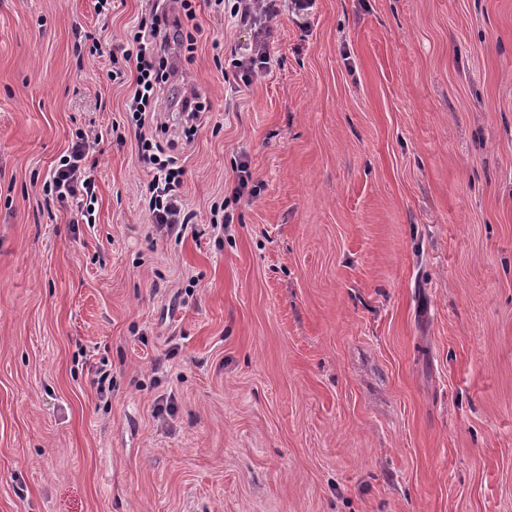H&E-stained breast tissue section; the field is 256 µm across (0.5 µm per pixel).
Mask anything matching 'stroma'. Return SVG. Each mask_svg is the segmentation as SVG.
Listing matches in <instances>:
<instances>
[{
	"instance_id": "obj_1",
	"label": "stroma",
	"mask_w": 512,
	"mask_h": 512,
	"mask_svg": "<svg viewBox=\"0 0 512 512\" xmlns=\"http://www.w3.org/2000/svg\"><path fill=\"white\" fill-rule=\"evenodd\" d=\"M144 7L0 0V512H512V0H316L230 111L192 0L179 241L90 51ZM82 130L92 224L43 192ZM181 100L182 112H185L184 135L187 141H191V136L198 130L202 124V117L205 107L200 102L199 94L194 90H190Z\"/></svg>"
}]
</instances>
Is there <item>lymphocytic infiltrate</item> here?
I'll return each mask as SVG.
<instances>
[{
  "mask_svg": "<svg viewBox=\"0 0 512 512\" xmlns=\"http://www.w3.org/2000/svg\"><path fill=\"white\" fill-rule=\"evenodd\" d=\"M166 0H147V8L138 18L131 35L132 46L115 51L111 45L94 40V52L108 58V80L123 77L127 69L136 72L134 85L125 102V112L138 132V158L149 169V213L152 232L161 238H183L194 227L195 214L180 193L185 169L181 158L172 155L168 125L163 121L157 100L168 79L169 47H176L183 57H192L196 38L182 30L180 19L170 18ZM215 11L224 15L232 28L247 31L248 39L224 49L231 66L230 88L252 83L267 73L271 63L268 20L288 15L298 27H306L315 0H209ZM99 137L93 132L76 136L68 154L60 158L50 178L43 185L46 196L59 205L82 197H94L95 183L86 165L91 145Z\"/></svg>",
  "mask_w": 512,
  "mask_h": 512,
  "instance_id": "lymphocytic-infiltrate-1",
  "label": "lymphocytic infiltrate"
}]
</instances>
